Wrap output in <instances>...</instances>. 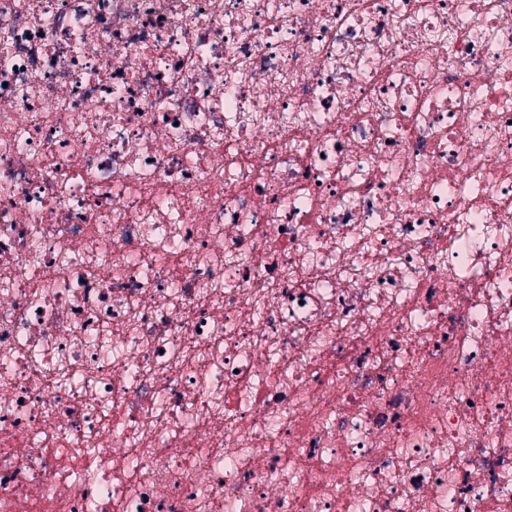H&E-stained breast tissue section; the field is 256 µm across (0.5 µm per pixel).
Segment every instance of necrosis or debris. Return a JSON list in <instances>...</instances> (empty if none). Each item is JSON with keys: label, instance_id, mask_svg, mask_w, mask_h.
<instances>
[{"label": "necrosis or debris", "instance_id": "obj_1", "mask_svg": "<svg viewBox=\"0 0 512 512\" xmlns=\"http://www.w3.org/2000/svg\"><path fill=\"white\" fill-rule=\"evenodd\" d=\"M0 512H512V0H0Z\"/></svg>", "mask_w": 512, "mask_h": 512}]
</instances>
